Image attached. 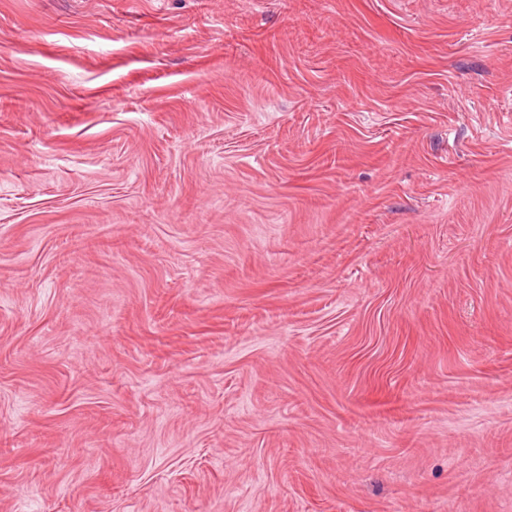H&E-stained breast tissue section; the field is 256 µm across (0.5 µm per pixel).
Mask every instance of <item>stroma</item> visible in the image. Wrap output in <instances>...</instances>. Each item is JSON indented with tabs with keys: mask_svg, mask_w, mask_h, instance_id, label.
<instances>
[{
	"mask_svg": "<svg viewBox=\"0 0 512 512\" xmlns=\"http://www.w3.org/2000/svg\"><path fill=\"white\" fill-rule=\"evenodd\" d=\"M0 512H512V0H0Z\"/></svg>",
	"mask_w": 512,
	"mask_h": 512,
	"instance_id": "1",
	"label": "stroma"
}]
</instances>
